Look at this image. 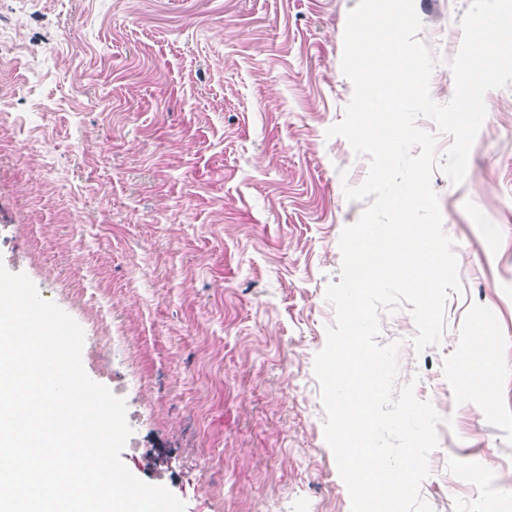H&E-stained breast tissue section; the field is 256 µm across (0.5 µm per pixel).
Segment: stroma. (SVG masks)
Instances as JSON below:
<instances>
[{"mask_svg":"<svg viewBox=\"0 0 512 512\" xmlns=\"http://www.w3.org/2000/svg\"><path fill=\"white\" fill-rule=\"evenodd\" d=\"M358 0H0V264L111 355L140 480L185 512H351L324 439L316 354L336 313L339 240L369 160L327 130L353 94L341 59ZM436 60L470 0H414ZM462 185L434 171L463 294L397 385L441 421L422 497L433 512H512V85L485 95ZM493 345L490 398L461 395L467 338Z\"/></svg>","mask_w":512,"mask_h":512,"instance_id":"1","label":"stroma"}]
</instances>
